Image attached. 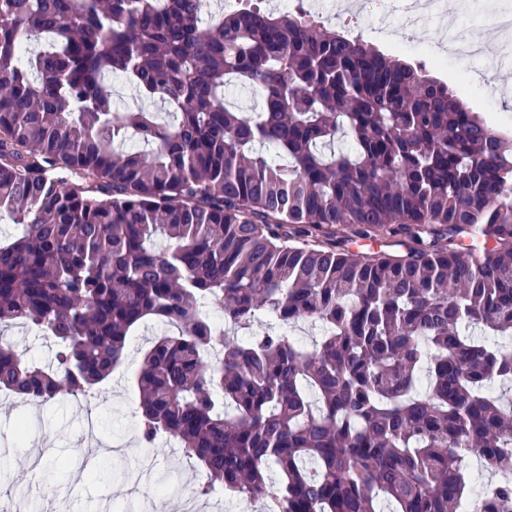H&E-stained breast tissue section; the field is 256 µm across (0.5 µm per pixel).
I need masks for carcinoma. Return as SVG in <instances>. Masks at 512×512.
<instances>
[{"instance_id": "1", "label": "carcinoma", "mask_w": 512, "mask_h": 512, "mask_svg": "<svg viewBox=\"0 0 512 512\" xmlns=\"http://www.w3.org/2000/svg\"><path fill=\"white\" fill-rule=\"evenodd\" d=\"M2 216L0 326L56 352L0 341L1 390L87 398L156 320L140 437L176 439L198 494L512 512V404L491 389L512 387V135L423 65L299 4L0 0ZM472 456L496 476L478 492ZM20 350H25L27 355L38 361H47L51 358L54 350L53 343L44 338L33 327L26 325H14L5 328L3 331Z\"/></svg>"}]
</instances>
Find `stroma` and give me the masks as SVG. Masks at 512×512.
<instances>
[{
	"label": "stroma",
	"instance_id": "stroma-1",
	"mask_svg": "<svg viewBox=\"0 0 512 512\" xmlns=\"http://www.w3.org/2000/svg\"><path fill=\"white\" fill-rule=\"evenodd\" d=\"M312 15L325 26L349 30L387 54L402 60H420L430 72L462 89L463 103L499 129L512 132V101L489 106L481 84L486 76L507 80L496 70L499 60L512 57V48L494 46L497 30L488 17L490 8L512 10V0H447L442 18L409 28L398 16L378 23L368 16L322 14V0H304ZM456 17L462 27L485 48L483 57L459 64L444 51L443 17ZM150 324L135 336L125 365L115 371L92 400L64 399L46 405L17 404L0 392V448L9 449L12 462L7 478H0V503L16 502L18 495L31 501L29 512H180L185 490L201 476L192 460L178 449L144 447L138 433L136 406L139 394L131 377L139 351L155 335ZM37 431L35 439L15 443L19 420ZM151 462L149 496L133 492V473Z\"/></svg>",
	"mask_w": 512,
	"mask_h": 512
}]
</instances>
